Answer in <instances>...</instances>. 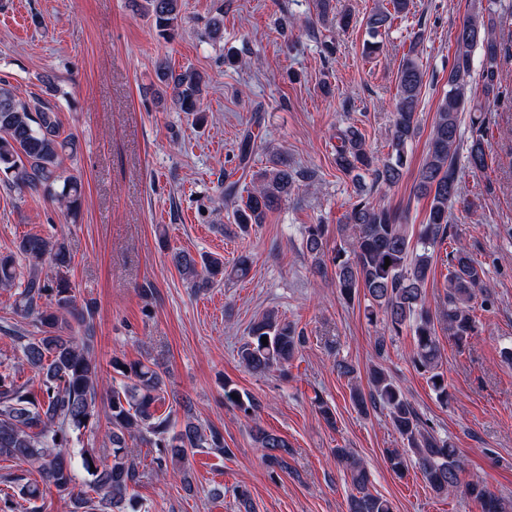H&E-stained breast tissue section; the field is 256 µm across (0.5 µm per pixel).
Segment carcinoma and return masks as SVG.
Listing matches in <instances>:
<instances>
[{"label": "carcinoma", "instance_id": "cac0c4a2", "mask_svg": "<svg viewBox=\"0 0 512 512\" xmlns=\"http://www.w3.org/2000/svg\"><path fill=\"white\" fill-rule=\"evenodd\" d=\"M146 3L158 35L173 38L182 20L180 0ZM410 5L411 0H388V5L376 7L367 21L371 40L364 45L366 56L380 55L383 42L378 37L395 17L410 12ZM506 15L512 16V4L488 0L483 12L466 20L454 36L448 90L436 112L428 149L416 176L417 195L430 200L425 223L416 227L406 224L401 214L371 196L373 190L401 181L405 149L418 134L424 71L418 62L421 35L417 34L398 72L392 153L379 159L367 149L358 127L337 128L336 167L353 181L357 200L346 222L337 225L340 243L334 251L327 250L323 224L308 225L303 237V248L314 269L320 273L333 269L332 281L340 299L351 302L363 294L368 301V321L383 323L384 334L375 340L377 355L385 351L386 336L408 333L413 339V368L427 379L444 404L450 394L448 379L440 371L438 329L448 331V340L464 349L478 333L475 303L485 304L490 296L482 266L473 260L450 224L451 210L461 194L456 167L462 141L461 116L471 108L467 163L481 171L487 165L486 126L482 105L468 106L471 55L478 47L483 50V90L487 96L498 97V59L503 44L497 40L496 28ZM158 78L171 90V100L179 111L194 114L200 123L205 121L200 106L205 82L198 72L191 68L176 72L161 65ZM76 154V139L61 130L55 105L39 99L29 103L8 81L0 80L1 181L52 198L75 216L82 205L83 183L80 174L65 171L63 162ZM367 176L369 186L363 183ZM296 182V171L278 157L273 158L271 167L252 173L253 189L233 210L239 233L247 235L264 223L267 214L291 194ZM447 239L453 242L445 259L447 301L434 311L428 305L426 284L436 248ZM171 262L198 291L213 287L226 275L243 278L251 268L246 255L239 256L229 271L224 259L207 254L175 251ZM71 263L67 242L53 234H27L17 242L15 251L0 254V288L13 291L16 314L32 327L30 331H16L17 351L39 383V392L34 393L27 383L17 380L16 374L0 371V460L33 465L42 483L54 487L68 501L70 512H138L134 491L144 472L132 456L135 443L155 449L152 473L156 476L166 473L171 465L188 462L189 453L195 449L211 448L222 454L229 449L224 447V436L218 429L195 421L191 402H182L180 423L159 412V403L165 399L166 375L155 360L127 362L112 357L111 365L120 381H112L109 399H102L103 374L92 325L94 304L77 300L67 276ZM264 336L265 343L261 341ZM302 343L303 334L294 324L268 311L249 326L238 355L245 368L263 374L284 369ZM367 378L368 390L352 386L351 400L363 415L377 409L387 412L403 444L386 450L396 476L403 477L414 464L438 495L459 491L478 505L479 512H512V499L492 493L482 482H462L465 458L423 422L384 368L371 366ZM224 400L250 419L259 408L254 398L241 394L227 381ZM103 420L107 430L104 447L99 448ZM252 438L268 467L288 468L291 446L286 438L258 424L252 428ZM333 455L356 490L348 501V512H394L388 499L371 492L369 472L360 458L347 448H336ZM4 482L8 491L0 498V512H40L39 484L11 474L4 476Z\"/></svg>", "mask_w": 512, "mask_h": 512}]
</instances>
